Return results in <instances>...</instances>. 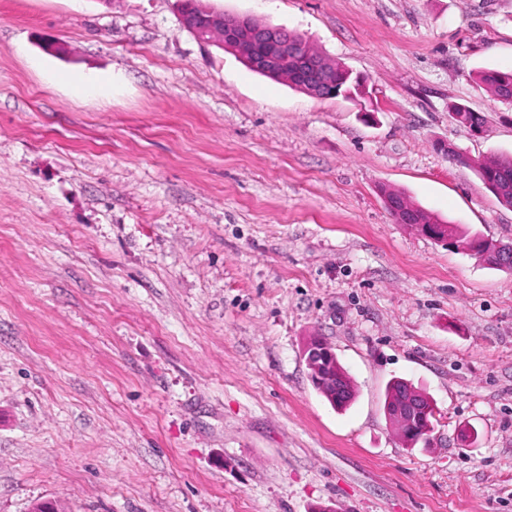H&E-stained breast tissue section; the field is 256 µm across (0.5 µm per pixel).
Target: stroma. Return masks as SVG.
<instances>
[{"label": "stroma", "mask_w": 512, "mask_h": 512, "mask_svg": "<svg viewBox=\"0 0 512 512\" xmlns=\"http://www.w3.org/2000/svg\"><path fill=\"white\" fill-rule=\"evenodd\" d=\"M201 4L369 95L257 74L177 0H0V512H512V272L380 193L512 243L459 162L512 154L479 79L512 69V0ZM395 378L435 404L427 447L386 417ZM298 56H300L301 60L305 61V63L303 64V68L295 71L293 77L298 82L304 83L309 87L296 84L291 80V83L288 82V85L295 90L311 97L317 96V98L351 97L353 94L365 93V86L360 82L358 77H352V73L336 65V95L324 97V91L319 93L317 89L326 86L330 78V74L325 72V61L312 58L306 52H300ZM314 87L316 89H314ZM381 191H384V195H392L395 198L402 201L406 206H409L410 208L414 209L415 211L419 212L421 217L428 222L434 223V224H424L423 221L420 219V217L413 211H410L408 209H405L400 205L398 201L391 200L387 197H385V203L386 206L390 209L394 215H396L397 220L401 224H409L410 226L414 227L424 235L437 240L439 242H445L447 243L449 239L453 238H459V231L456 225L449 224L447 221L443 220L442 218L422 209L414 204H412L410 201L407 200L403 195H401L398 192L389 190L387 188H382ZM395 217V216H394ZM395 217V218H396ZM443 224H447L448 226V232L445 230V227ZM449 234V236H448ZM327 347H329V346H327L326 344H324L323 342H321L319 340H316L315 342H313L311 340L308 343L306 350H305V357H306L307 365H308V367L310 365L320 367V375L323 376L324 379L326 380V382L330 384L331 388L333 389V394H334L333 397L335 400H336V396H337V398H341L343 396L345 389L343 387V382L341 380L340 375L344 378L345 386L347 388L346 400L345 401L341 400L336 403V407L343 408L352 402V400L355 397V390H354V394H353L352 388H351V383H350L351 380H350L349 376L347 375L346 371L344 370V368L341 366L337 357H336V362H334L333 368H334V370L336 369V373L340 374V375H332V373H324V369H325L324 364L327 362V360L331 354V351Z\"/></svg>", "instance_id": "35a3bbf8"}]
</instances>
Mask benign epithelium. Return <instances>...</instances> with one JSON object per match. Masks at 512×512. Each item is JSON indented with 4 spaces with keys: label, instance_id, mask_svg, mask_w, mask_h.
I'll list each match as a JSON object with an SVG mask.
<instances>
[{
    "label": "benign epithelium",
    "instance_id": "benign-epithelium-1",
    "mask_svg": "<svg viewBox=\"0 0 512 512\" xmlns=\"http://www.w3.org/2000/svg\"><path fill=\"white\" fill-rule=\"evenodd\" d=\"M182 25L189 29L203 43H210L208 34L221 36L222 41L234 47L237 55L252 69L270 74L286 69L284 47L288 40V29L285 27H262L254 24L253 17L243 15L232 25L225 22L224 13L212 12L207 16V25L198 23V15L190 7L180 13ZM304 61L303 68L294 73V78L312 88L320 89L328 84L330 74L326 73L325 61L313 58L306 52L299 53ZM390 209L401 224H408L424 235L439 242H448L449 236L441 224H425L420 217L400 205L399 202L385 199ZM331 351L327 345L317 340L308 343L305 350L307 365L325 369ZM430 409L425 407L419 398L409 395L403 399L402 405L396 410L403 427L413 425L414 421L425 417Z\"/></svg>",
    "mask_w": 512,
    "mask_h": 512
}]
</instances>
